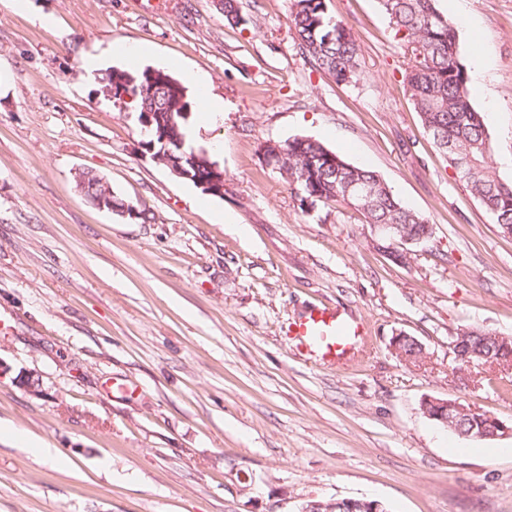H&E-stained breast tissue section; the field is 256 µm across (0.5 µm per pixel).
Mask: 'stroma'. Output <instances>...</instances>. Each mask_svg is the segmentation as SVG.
<instances>
[{
	"mask_svg": "<svg viewBox=\"0 0 512 512\" xmlns=\"http://www.w3.org/2000/svg\"><path fill=\"white\" fill-rule=\"evenodd\" d=\"M141 2L0 0V424L58 456L0 437V512H300L336 498L512 512V435L460 437L420 409L456 399L512 427V369L448 354L464 327L512 336V237L434 147L380 0H326L361 45L355 84L302 54L289 0H237L236 23L212 0ZM436 7L457 18L469 100L510 182L512 0ZM123 44L148 48L141 66L198 75L187 128L223 169V196L138 153L136 113L83 67L129 68ZM297 136L377 171L428 219L409 264L372 247L359 212L302 211L262 156ZM84 171L149 222L91 205ZM315 302L367 333L332 367L284 333ZM401 333L421 358L397 357Z\"/></svg>",
	"mask_w": 512,
	"mask_h": 512,
	"instance_id": "stroma-1",
	"label": "stroma"
}]
</instances>
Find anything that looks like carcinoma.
Segmentation results:
<instances>
[{
    "label": "carcinoma",
    "instance_id": "cac0c4a2",
    "mask_svg": "<svg viewBox=\"0 0 512 512\" xmlns=\"http://www.w3.org/2000/svg\"><path fill=\"white\" fill-rule=\"evenodd\" d=\"M382 6L401 35L408 91L422 124L435 145L452 164L469 159L461 175L470 193L498 224L512 236V182L501 181L493 170L489 134L481 116L471 106L467 93L468 77L461 61L453 26L440 15L435 0H381ZM290 24L299 46L314 64L336 82L351 84L360 80V45L346 25L331 16L326 0H291ZM100 92L112 95L137 113V119L150 114V125H140L144 153L163 148L160 140L168 135V147L183 158V165L202 178L224 176L205 148H178L185 144L186 123L193 103L181 82L162 69L146 67L127 70L114 67L101 80ZM304 211L318 204L333 202L360 211L369 224H397L402 233L417 236L425 231L426 218L406 208L384 179L374 170L346 162L321 142L294 137L268 149ZM85 195L112 193V205L121 207L126 199L112 192L105 176L92 171L80 175ZM362 191L370 197L365 207L356 197ZM497 333L468 327L454 337L456 347L469 353L470 361L498 362L512 358V338L497 341ZM433 421L462 437L481 438L488 429L486 414L479 411L446 413L430 408ZM375 500L355 498L316 500L314 512H373Z\"/></svg>",
    "mask_w": 512,
    "mask_h": 512
}]
</instances>
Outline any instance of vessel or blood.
Instances as JSON below:
<instances>
[{
  "label": "vessel or blood",
  "instance_id": "obj_1",
  "mask_svg": "<svg viewBox=\"0 0 512 512\" xmlns=\"http://www.w3.org/2000/svg\"><path fill=\"white\" fill-rule=\"evenodd\" d=\"M286 334L296 347L332 363L352 349L362 331L355 318L320 303L309 305L303 315L289 324Z\"/></svg>",
  "mask_w": 512,
  "mask_h": 512
}]
</instances>
